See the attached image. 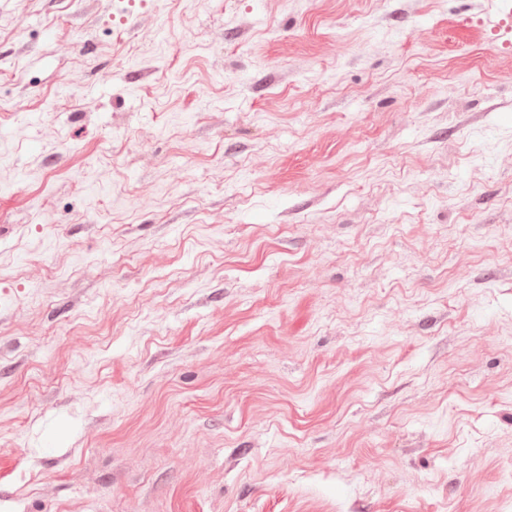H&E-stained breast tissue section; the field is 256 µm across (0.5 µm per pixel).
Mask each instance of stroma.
Masks as SVG:
<instances>
[{
  "instance_id": "obj_1",
  "label": "stroma",
  "mask_w": 512,
  "mask_h": 512,
  "mask_svg": "<svg viewBox=\"0 0 512 512\" xmlns=\"http://www.w3.org/2000/svg\"><path fill=\"white\" fill-rule=\"evenodd\" d=\"M512 0H0V512H512Z\"/></svg>"
}]
</instances>
